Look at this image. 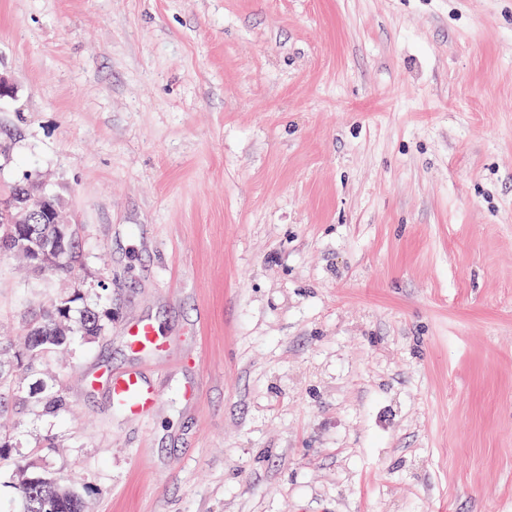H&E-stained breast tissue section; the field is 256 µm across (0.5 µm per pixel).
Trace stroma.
Instances as JSON below:
<instances>
[{"instance_id":"stroma-1","label":"stroma","mask_w":512,"mask_h":512,"mask_svg":"<svg viewBox=\"0 0 512 512\" xmlns=\"http://www.w3.org/2000/svg\"><path fill=\"white\" fill-rule=\"evenodd\" d=\"M0 74V194L79 243L0 253V336L107 318L0 414V512L17 458L85 512H512V0H0ZM31 198L32 195L21 201L15 196L1 199L0 211L6 218L0 214V236L9 224H11L10 229L12 224L15 228L23 224L25 228L22 236H17L15 232L9 230L1 237V251L13 250L15 247L22 249L28 257L30 266L43 274L50 272L56 266L58 258L64 254L58 269L45 276L52 278L71 273L78 258L76 255L78 241L74 228L62 221L60 198L47 188L45 183H39L35 197L36 203L33 206L30 202ZM41 224L51 225L46 228ZM69 228L71 230L70 246ZM126 340L134 351L162 352L167 346V340L148 320H137L132 323L126 332ZM108 387L112 407L130 420L146 418L158 404V390L150 386L137 371L110 375Z\"/></svg>"}]
</instances>
